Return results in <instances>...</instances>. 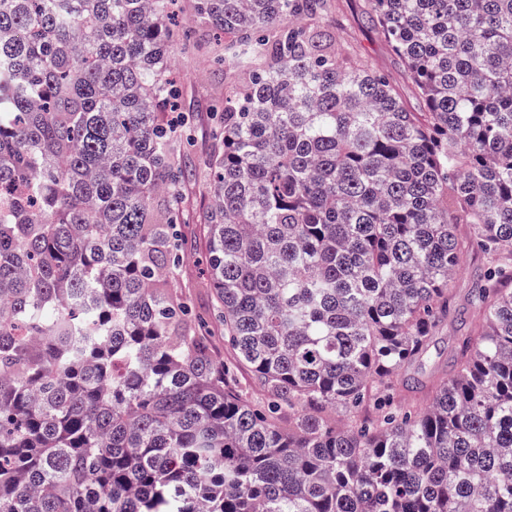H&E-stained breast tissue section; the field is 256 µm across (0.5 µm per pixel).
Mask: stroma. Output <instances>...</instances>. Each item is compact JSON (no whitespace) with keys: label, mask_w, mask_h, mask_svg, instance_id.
Masks as SVG:
<instances>
[{"label":"stroma","mask_w":512,"mask_h":512,"mask_svg":"<svg viewBox=\"0 0 512 512\" xmlns=\"http://www.w3.org/2000/svg\"><path fill=\"white\" fill-rule=\"evenodd\" d=\"M192 10V0H173L170 6L171 23L180 34V42L171 55V75L181 90L182 110L191 117L185 150L187 164L193 170L183 185L185 211L181 229L188 248L182 255L178 285L194 315L203 322L216 352L229 362L234 352L224 341L209 286L206 233L202 227L210 199L209 173L204 162L219 123L217 112L224 101V41L192 24ZM332 32L339 42L354 39L361 43L372 66L399 85L409 108L418 109L416 93L406 82L399 61L374 30L364 0H340L339 23ZM480 271L479 258L468 255L452 282V315L435 334L424 358L406 369V376L430 383L451 373L458 338L471 327L468 293Z\"/></svg>","instance_id":"1"}]
</instances>
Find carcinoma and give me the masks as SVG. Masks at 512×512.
Returning <instances> with one entry per match:
<instances>
[{"instance_id": "obj_1", "label": "carcinoma", "mask_w": 512, "mask_h": 512, "mask_svg": "<svg viewBox=\"0 0 512 512\" xmlns=\"http://www.w3.org/2000/svg\"><path fill=\"white\" fill-rule=\"evenodd\" d=\"M170 2L0 0V512H512V0H367L417 111L336 0H193L224 33L231 366L175 290ZM474 249V332L418 410L394 380ZM237 389L243 397L254 403H263L269 399L267 390L261 386L246 369L239 370Z\"/></svg>"}]
</instances>
